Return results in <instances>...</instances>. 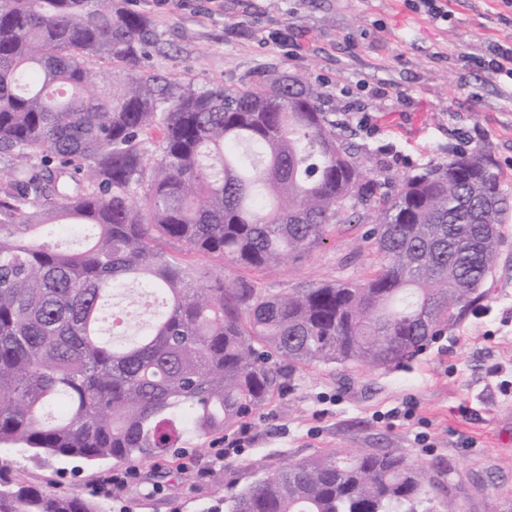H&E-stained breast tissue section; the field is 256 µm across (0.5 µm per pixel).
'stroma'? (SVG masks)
<instances>
[{"instance_id":"35a3bbf8","label":"stroma","mask_w":512,"mask_h":512,"mask_svg":"<svg viewBox=\"0 0 512 512\" xmlns=\"http://www.w3.org/2000/svg\"><path fill=\"white\" fill-rule=\"evenodd\" d=\"M437 24L409 0H128L154 40L144 71L198 89L237 86L277 72L318 86L336 131L381 169L388 187L449 154L480 151L512 193V80L485 64L512 47V6L447 0ZM291 39L280 44L278 30ZM367 123H359V114ZM374 217L348 209L325 242L272 271L241 279L276 293L363 276L374 256L362 234ZM485 295L413 357L383 369L336 364L293 372L286 387L246 419L242 455L215 463L235 429L187 436L183 454L137 464L138 480L115 492L108 463L34 459L0 447V467L32 487L108 502L111 512H224V499L291 459L328 448H396L429 469L438 496L462 512H512V219L503 227ZM414 402L411 416L393 409Z\"/></svg>"}]
</instances>
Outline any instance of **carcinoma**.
<instances>
[{"label":"carcinoma","instance_id":"cac0c4a2","mask_svg":"<svg viewBox=\"0 0 512 512\" xmlns=\"http://www.w3.org/2000/svg\"><path fill=\"white\" fill-rule=\"evenodd\" d=\"M152 37L123 0H0V446L36 458L156 464L263 410L300 366L400 364L484 296L512 214L478 150L389 191L318 87L283 73L197 90L141 69ZM356 202L375 262L355 281L207 285L166 248L273 270ZM45 226L88 242L56 248ZM129 284L163 309L118 344L98 324ZM432 487L396 449H328L224 512H431ZM0 512L103 510L0 474Z\"/></svg>","mask_w":512,"mask_h":512}]
</instances>
